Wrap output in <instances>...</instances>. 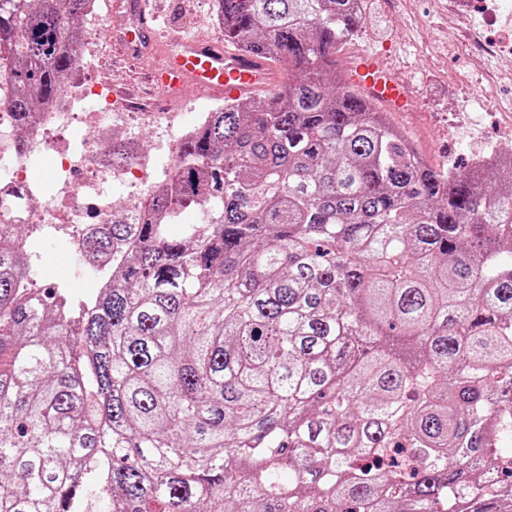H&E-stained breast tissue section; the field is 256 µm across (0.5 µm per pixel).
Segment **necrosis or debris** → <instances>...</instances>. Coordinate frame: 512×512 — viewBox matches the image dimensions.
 Returning a JSON list of instances; mask_svg holds the SVG:
<instances>
[{"label": "necrosis or debris", "instance_id": "necrosis-or-debris-1", "mask_svg": "<svg viewBox=\"0 0 512 512\" xmlns=\"http://www.w3.org/2000/svg\"><path fill=\"white\" fill-rule=\"evenodd\" d=\"M16 95L13 66L0 59V221L57 229L75 282L101 288L108 282L102 267L85 259L91 230L118 212L142 216L152 194L179 168L181 141L206 115L182 97L163 112L130 111L114 96L106 71L87 82L67 77L58 99L25 126L16 120ZM148 132L155 140L146 149ZM116 141L134 148L120 166L109 158ZM41 166L49 169L44 185L32 177Z\"/></svg>", "mask_w": 512, "mask_h": 512}]
</instances>
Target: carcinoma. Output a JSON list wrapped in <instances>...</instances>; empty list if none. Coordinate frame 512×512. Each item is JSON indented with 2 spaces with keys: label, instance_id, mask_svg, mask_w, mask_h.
Returning <instances> with one entry per match:
<instances>
[{
  "label": "carcinoma",
  "instance_id": "carcinoma-1",
  "mask_svg": "<svg viewBox=\"0 0 512 512\" xmlns=\"http://www.w3.org/2000/svg\"><path fill=\"white\" fill-rule=\"evenodd\" d=\"M360 2L214 0L224 40L286 74L96 229L86 260L133 248L78 333L0 236V512H502L508 152L433 167L336 75ZM86 4L0 0L19 122L73 72Z\"/></svg>",
  "mask_w": 512,
  "mask_h": 512
}]
</instances>
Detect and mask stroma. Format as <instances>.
Here are the masks:
<instances>
[{"label":"stroma","mask_w":512,"mask_h":512,"mask_svg":"<svg viewBox=\"0 0 512 512\" xmlns=\"http://www.w3.org/2000/svg\"><path fill=\"white\" fill-rule=\"evenodd\" d=\"M162 39L193 38L208 30L213 0H148ZM364 26L336 56L339 71L365 52L382 53L409 84L411 108L390 113L432 166L467 168L478 151L512 146L505 123L512 119V8L495 0H367ZM121 35L106 21L101 39L108 47L113 83L156 111L166 102L144 82L149 68L139 55H118ZM471 49L462 52L460 41ZM497 45L496 54L481 45Z\"/></svg>","instance_id":"stroma-1"}]
</instances>
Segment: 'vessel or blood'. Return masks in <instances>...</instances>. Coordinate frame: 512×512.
<instances>
[{
	"mask_svg": "<svg viewBox=\"0 0 512 512\" xmlns=\"http://www.w3.org/2000/svg\"><path fill=\"white\" fill-rule=\"evenodd\" d=\"M133 10L137 17L121 36V47L126 51L150 46L157 34L144 7L137 4ZM271 78L264 59L227 52L218 42L184 38L167 42L150 73L154 88L164 93L194 86L218 94H237L264 86ZM347 82L370 101L391 108H403L410 103L407 87L380 57H360L350 68Z\"/></svg>",
	"mask_w": 512,
	"mask_h": 512,
	"instance_id": "obj_1",
	"label": "vessel or blood"
}]
</instances>
